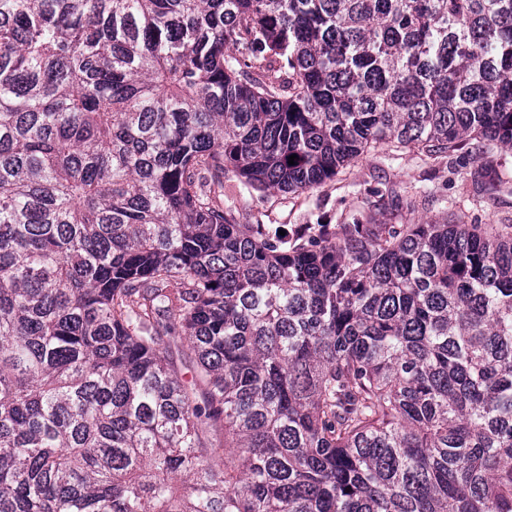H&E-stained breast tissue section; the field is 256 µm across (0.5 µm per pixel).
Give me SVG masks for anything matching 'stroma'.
Segmentation results:
<instances>
[{"label":"stroma","instance_id":"1","mask_svg":"<svg viewBox=\"0 0 512 512\" xmlns=\"http://www.w3.org/2000/svg\"><path fill=\"white\" fill-rule=\"evenodd\" d=\"M512 168V151L469 141L459 151L426 154L383 146L301 194L239 190L224 180V202L238 223L279 225L309 238L315 224L341 223L373 202L377 224H512V182L487 190L499 167Z\"/></svg>","mask_w":512,"mask_h":512}]
</instances>
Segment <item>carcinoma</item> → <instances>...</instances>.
Wrapping results in <instances>:
<instances>
[{
	"label": "carcinoma",
	"instance_id": "obj_1",
	"mask_svg": "<svg viewBox=\"0 0 512 512\" xmlns=\"http://www.w3.org/2000/svg\"><path fill=\"white\" fill-rule=\"evenodd\" d=\"M471 136L512 0H0V512H512V224L224 206Z\"/></svg>",
	"mask_w": 512,
	"mask_h": 512
}]
</instances>
